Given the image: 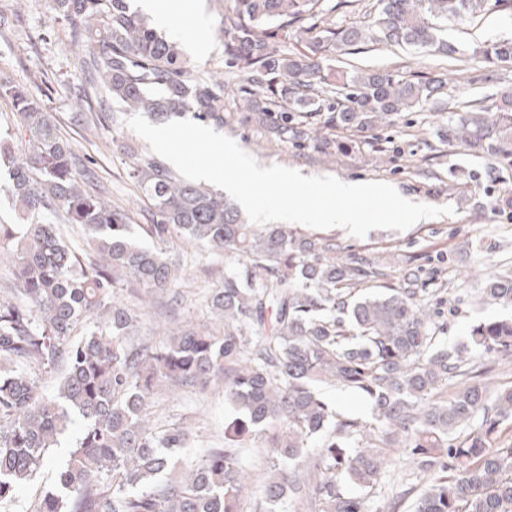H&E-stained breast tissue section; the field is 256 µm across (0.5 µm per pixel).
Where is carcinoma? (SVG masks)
Listing matches in <instances>:
<instances>
[{"instance_id":"obj_1","label":"carcinoma","mask_w":512,"mask_h":512,"mask_svg":"<svg viewBox=\"0 0 512 512\" xmlns=\"http://www.w3.org/2000/svg\"><path fill=\"white\" fill-rule=\"evenodd\" d=\"M325 0H232L224 15L230 74L246 107L284 143L312 139L323 127L369 128L436 99L441 79L412 81L389 71L347 75L328 55L365 42L456 48L438 36L451 19L512 12V0H377L365 20L336 26ZM78 49V65L123 110L159 122L191 117L224 127V82L192 77L175 43L130 10L128 0H53ZM21 20L0 9V35ZM299 53L275 41L309 31ZM489 64L512 65V41L474 49ZM29 135L20 157L0 132V191L27 217L0 224V254L14 262L12 296L0 300V503L34 479L49 450L81 420L54 484L34 512H240L249 484L243 444L279 424L254 512H369L366 497L390 466L383 449L401 448L430 473L414 512H512V386L488 393L483 369L512 358V318L471 328L466 343L438 341L440 328L415 274L369 291L383 265L343 259L336 247L283 224L259 227L206 187L176 177L151 156H135L133 177L151 206L152 240L136 241L126 211L93 185L92 160L79 158L42 99L0 78ZM448 140L512 159V92L448 127ZM60 224L81 227L92 253L69 244ZM174 238L234 258L210 297L222 329L185 330L159 344L129 341L140 312L119 299L132 280L148 299L167 294L176 268L162 246ZM485 305L512 304V272L488 279ZM65 366L57 393L36 372ZM328 383L359 395L371 420L340 415L318 391ZM224 386L233 413L224 445L186 461L177 451L190 433L150 424L161 387Z\"/></svg>"}]
</instances>
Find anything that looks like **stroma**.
<instances>
[{"label": "stroma", "mask_w": 512, "mask_h": 512, "mask_svg": "<svg viewBox=\"0 0 512 512\" xmlns=\"http://www.w3.org/2000/svg\"><path fill=\"white\" fill-rule=\"evenodd\" d=\"M23 21L0 38V77L27 86L41 98L61 125V133L79 155L92 157L94 169L112 200L127 208L131 223H150L149 205L129 176L130 149H147V142L125 124L126 112L116 121L70 124L72 93L85 79L61 40V22L52 0H27ZM171 19L163 35L183 53L191 75L224 66L222 21L230 0H168ZM204 14L205 25L184 27V17ZM442 38L457 46V54L443 57L426 49L365 43L339 53L334 69L389 70L412 79H442L448 96L420 111L403 112L378 127L364 131L330 129L335 156L316 149L296 147L270 137L258 123L247 120L244 110L230 108L224 115L223 135L256 159L260 166L278 164L305 176L329 175L351 181H382L411 201L432 206H452L453 214L427 219L403 231L375 229L356 238L344 229L320 230L319 236L336 244L342 256L392 259L398 274L413 273L428 288L429 305L442 324L441 340H463L476 324L512 315V307L482 308L474 297L484 280L512 271V164L450 143L448 120L465 113L472 101L492 103L502 89L512 87V68L499 71L495 81H484L488 69L473 47L488 41L512 39V15L490 12L449 22ZM207 47L204 55L188 54L192 43ZM166 250L179 267L175 289L182 293L175 310L176 328L215 327L219 321L209 307L210 293L224 281L232 258L206 248L173 240ZM156 405L165 422H182L192 437L180 456L201 457L224 443V417L229 404L223 391L199 393L181 390L178 398L158 394ZM74 442L64 435L50 463L30 484L21 487L0 512H32L43 488L55 479Z\"/></svg>", "instance_id": "obj_1"}]
</instances>
